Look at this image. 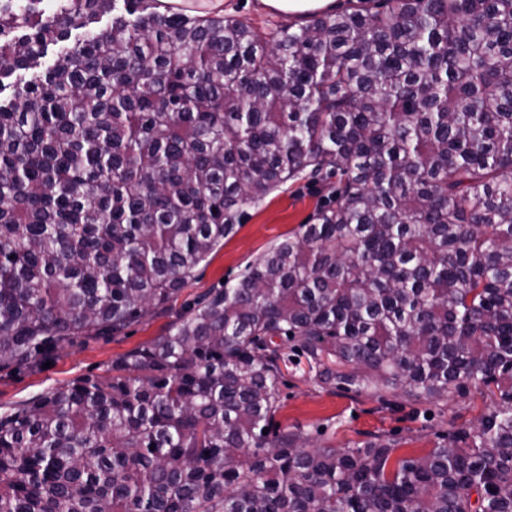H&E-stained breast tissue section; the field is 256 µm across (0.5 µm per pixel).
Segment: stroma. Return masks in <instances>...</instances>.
Wrapping results in <instances>:
<instances>
[{
  "label": "stroma",
  "mask_w": 512,
  "mask_h": 512,
  "mask_svg": "<svg viewBox=\"0 0 512 512\" xmlns=\"http://www.w3.org/2000/svg\"><path fill=\"white\" fill-rule=\"evenodd\" d=\"M335 185L332 178L315 181L304 177L288 182L263 204L249 208L248 219L199 266L196 279L173 303L171 313L149 314L111 338L78 342L58 352L46 367L1 368L0 414L74 379L105 375L113 360L163 335L173 314L186 303L221 287L224 280L236 277L266 254L277 240L310 223ZM282 373L274 429H303L319 446L344 448L381 436L397 442L398 455H422L432 448L437 434L467 426L489 406L488 400L474 392L445 403L403 401L388 408L369 392L315 386L305 358L294 353Z\"/></svg>",
  "instance_id": "obj_1"
}]
</instances>
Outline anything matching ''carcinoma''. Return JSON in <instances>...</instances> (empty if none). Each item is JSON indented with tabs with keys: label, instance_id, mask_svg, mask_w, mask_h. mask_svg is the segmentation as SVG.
I'll return each instance as SVG.
<instances>
[{
	"label": "carcinoma",
	"instance_id": "cac0c4a2",
	"mask_svg": "<svg viewBox=\"0 0 512 512\" xmlns=\"http://www.w3.org/2000/svg\"><path fill=\"white\" fill-rule=\"evenodd\" d=\"M43 2L0 0V367L167 310L287 182L336 188L110 375L0 414V512H512V0L263 30ZM283 336L320 387L493 403L420 456L271 435Z\"/></svg>",
	"mask_w": 512,
	"mask_h": 512
}]
</instances>
